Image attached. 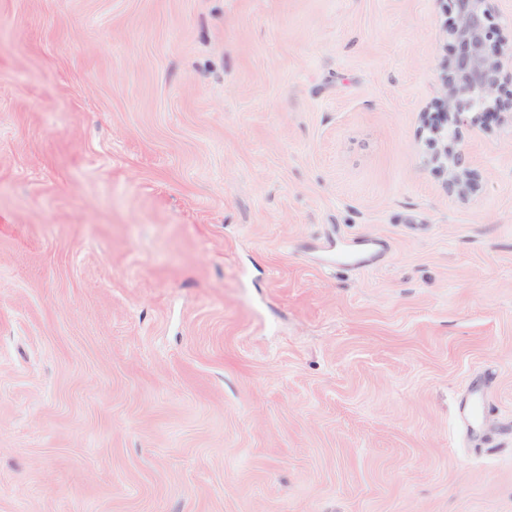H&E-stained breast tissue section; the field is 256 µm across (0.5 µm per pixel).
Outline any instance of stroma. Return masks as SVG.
<instances>
[{
  "label": "stroma",
  "instance_id": "1",
  "mask_svg": "<svg viewBox=\"0 0 512 512\" xmlns=\"http://www.w3.org/2000/svg\"><path fill=\"white\" fill-rule=\"evenodd\" d=\"M447 21L0 0V512H512V120L449 194ZM386 250V245L381 238L364 237L358 242H352L351 252L338 259H331L326 266H345L350 268H360L374 263L373 255Z\"/></svg>",
  "mask_w": 512,
  "mask_h": 512
}]
</instances>
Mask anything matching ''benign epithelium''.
<instances>
[{"instance_id": "7a95c632", "label": "benign epithelium", "mask_w": 512, "mask_h": 512, "mask_svg": "<svg viewBox=\"0 0 512 512\" xmlns=\"http://www.w3.org/2000/svg\"><path fill=\"white\" fill-rule=\"evenodd\" d=\"M448 15L452 59L443 76L441 109L448 113L450 130L443 160L448 191L464 199L475 191L473 173L461 167L458 139L452 126L469 113L476 118L512 109V40L507 38L489 5L490 0H443Z\"/></svg>"}]
</instances>
